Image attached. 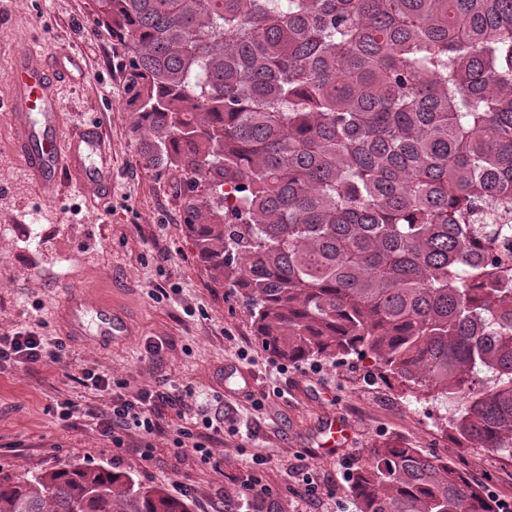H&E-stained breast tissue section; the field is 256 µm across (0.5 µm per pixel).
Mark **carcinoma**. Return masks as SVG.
I'll list each match as a JSON object with an SVG mask.
<instances>
[{"label": "carcinoma", "mask_w": 512, "mask_h": 512, "mask_svg": "<svg viewBox=\"0 0 512 512\" xmlns=\"http://www.w3.org/2000/svg\"><path fill=\"white\" fill-rule=\"evenodd\" d=\"M144 165L262 345L353 356L512 457V0H96ZM358 512H496L454 462L392 440ZM0 512H190L104 467L0 469ZM224 512H274L224 491Z\"/></svg>", "instance_id": "cac0c4a2"}]
</instances>
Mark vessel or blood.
Masks as SVG:
<instances>
[{"instance_id":"1","label":"vessel or blood","mask_w":512,"mask_h":512,"mask_svg":"<svg viewBox=\"0 0 512 512\" xmlns=\"http://www.w3.org/2000/svg\"><path fill=\"white\" fill-rule=\"evenodd\" d=\"M69 58L61 52L48 60L38 48L18 55L11 80L13 96L0 103V114L12 124L16 151L24 158L35 186L46 201L57 197L59 180L70 176L71 184L80 191L105 196L112 185L110 161L112 144L92 125L71 127L59 135L61 112L58 89L64 78ZM97 156L101 166L87 175L84 158ZM61 331L72 340L111 348L130 333L127 317L109 307H92L83 290L70 288L59 310Z\"/></svg>"}]
</instances>
